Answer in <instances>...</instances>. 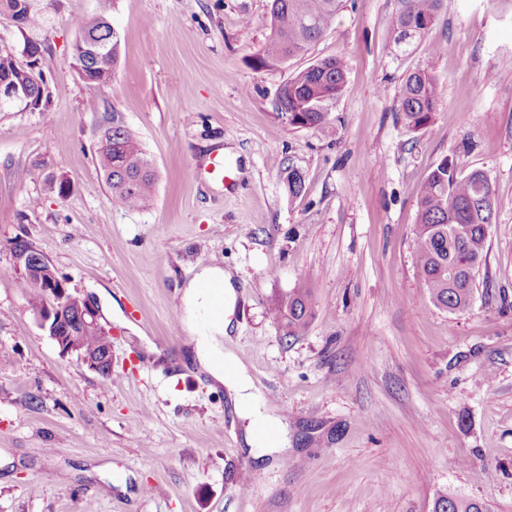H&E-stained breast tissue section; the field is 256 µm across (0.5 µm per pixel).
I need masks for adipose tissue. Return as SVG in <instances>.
I'll return each instance as SVG.
<instances>
[{
	"instance_id": "ef3b65f1",
	"label": "adipose tissue",
	"mask_w": 512,
	"mask_h": 512,
	"mask_svg": "<svg viewBox=\"0 0 512 512\" xmlns=\"http://www.w3.org/2000/svg\"><path fill=\"white\" fill-rule=\"evenodd\" d=\"M236 288L231 270L218 265L200 267L181 293L182 324L198 366L224 386L235 412L246 420L247 444L269 456L280 454L288 448V426L261 402L258 381L232 348ZM216 302L221 303L222 313L213 318L209 311Z\"/></svg>"
}]
</instances>
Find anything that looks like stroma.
<instances>
[{
	"label": "stroma",
	"instance_id": "obj_1",
	"mask_svg": "<svg viewBox=\"0 0 512 512\" xmlns=\"http://www.w3.org/2000/svg\"><path fill=\"white\" fill-rule=\"evenodd\" d=\"M269 4L35 0L24 34L0 18V43L42 44L51 92L47 111L0 112V512H431L441 491L512 512V9L443 0L403 53L397 0H345L304 53L262 68ZM92 17L120 37L99 89L73 67ZM330 56L346 81L327 126H289L278 89ZM417 69L440 102L413 130L396 104ZM113 120L157 174L138 209L113 206L97 161ZM446 157L484 171L497 201L457 313L429 304L416 268L417 196ZM17 237L94 307L111 380L38 326ZM206 263L237 273L234 351L290 426L276 461L186 356L179 291ZM303 276L314 315L289 338L269 310ZM245 469L262 481L243 494Z\"/></svg>",
	"mask_w": 512,
	"mask_h": 512
}]
</instances>
